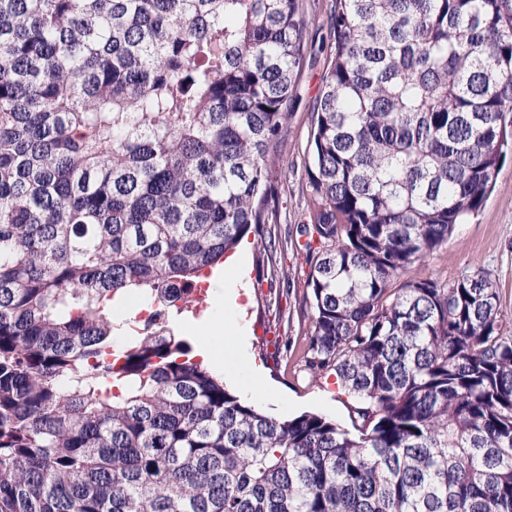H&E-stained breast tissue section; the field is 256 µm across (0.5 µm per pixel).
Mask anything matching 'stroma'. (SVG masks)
I'll list each match as a JSON object with an SVG mask.
<instances>
[{
	"instance_id": "1",
	"label": "stroma",
	"mask_w": 512,
	"mask_h": 512,
	"mask_svg": "<svg viewBox=\"0 0 512 512\" xmlns=\"http://www.w3.org/2000/svg\"><path fill=\"white\" fill-rule=\"evenodd\" d=\"M334 5L335 0H301L307 29L305 65L297 78L299 102L279 145L266 157L268 176L276 189L273 205L279 224L284 228L308 217L306 168L310 160V110L322 87L327 66L328 18ZM256 252L255 239L243 240L230 268L224 269L209 288L207 308L202 316L176 323L175 331L186 336L196 349L208 340L203 335L204 326L213 319L223 318L221 335L210 340L220 348L225 336L236 334L240 329L245 331L249 355L258 370L254 386L264 394L257 404L259 411L281 418L305 412L319 413L340 424H348L352 401L335 377L313 381L296 376L291 369L292 357L277 354L276 337L286 332L306 335L311 320L294 295L290 298L289 328L276 325L268 310L270 289L265 285L257 286L255 281ZM477 269L495 281L505 314L504 326L512 329V156L500 168L496 187L478 216L457 225L448 243L429 255L415 272L450 282ZM228 279L238 282L240 307L226 314L218 309L216 300Z\"/></svg>"
}]
</instances>
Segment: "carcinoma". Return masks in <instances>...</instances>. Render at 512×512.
Here are the masks:
<instances>
[{
  "mask_svg": "<svg viewBox=\"0 0 512 512\" xmlns=\"http://www.w3.org/2000/svg\"><path fill=\"white\" fill-rule=\"evenodd\" d=\"M328 24L286 348L349 427L256 410L171 326L249 235L275 275L300 0H0V512H512L498 290L410 275L512 151V0ZM304 256H302L300 254V250L298 249V251H296V249H292V248H288V251L282 253L280 256L278 255V258H277V266H278V269H277V274H278V277H277V280H276V287L281 288V284L282 282H286L287 281V278H288V275L290 278H294V276L296 277V280H297V275H298V272L300 271L301 269V273H300V280L301 278L303 279L304 277L301 275H303V270H307V267L305 265V262H304ZM303 266V268H302ZM279 282H280V285H279ZM303 280H301V285L300 283H298V294L297 296L294 295V293L292 294L290 300L288 299V310H286V312H289L291 311V314H290V328L288 330V334H293V336H297L298 334L299 335H306V333L308 332L310 326H311V320H310V317L307 315V313L305 312L303 314V308L301 306V303H299V300L301 299V296L303 294V284H302ZM300 291V293H299ZM289 302H290V306H289Z\"/></svg>",
  "mask_w": 512,
  "mask_h": 512,
  "instance_id": "cac0c4a2",
  "label": "carcinoma"
}]
</instances>
